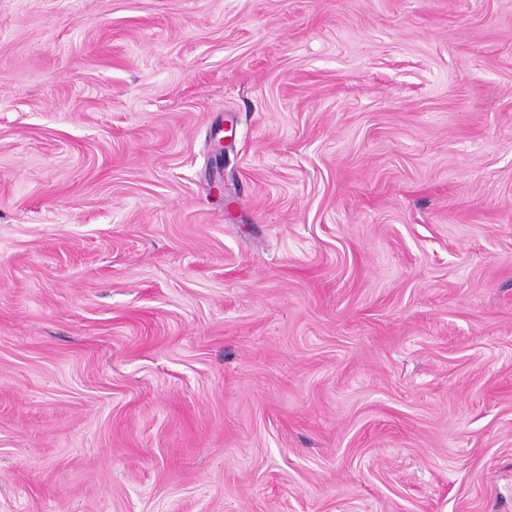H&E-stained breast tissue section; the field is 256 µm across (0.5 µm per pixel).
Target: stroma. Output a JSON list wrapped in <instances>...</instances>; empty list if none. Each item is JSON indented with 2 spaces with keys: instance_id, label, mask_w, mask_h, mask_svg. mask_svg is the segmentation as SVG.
I'll list each match as a JSON object with an SVG mask.
<instances>
[{
  "instance_id": "obj_1",
  "label": "stroma",
  "mask_w": 512,
  "mask_h": 512,
  "mask_svg": "<svg viewBox=\"0 0 512 512\" xmlns=\"http://www.w3.org/2000/svg\"><path fill=\"white\" fill-rule=\"evenodd\" d=\"M0 512H512V0H0Z\"/></svg>"
}]
</instances>
